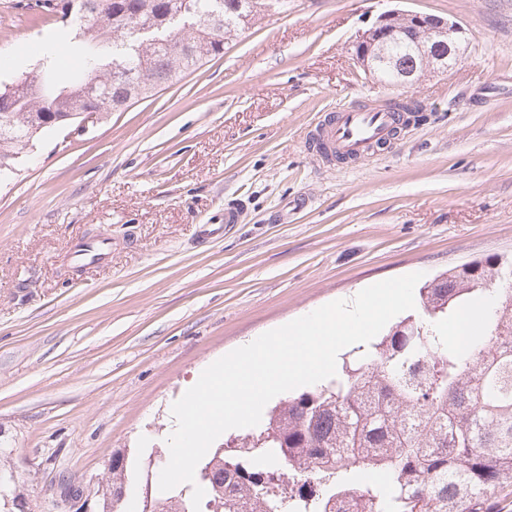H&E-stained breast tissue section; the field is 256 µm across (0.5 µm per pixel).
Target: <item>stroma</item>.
Masks as SVG:
<instances>
[{
    "label": "stroma",
    "mask_w": 512,
    "mask_h": 512,
    "mask_svg": "<svg viewBox=\"0 0 512 512\" xmlns=\"http://www.w3.org/2000/svg\"><path fill=\"white\" fill-rule=\"evenodd\" d=\"M392 9L462 26L466 63L405 87L366 75L349 48ZM61 28L0 0V82ZM393 99L424 119L388 148L339 163L312 147L324 119ZM100 236L106 258L76 265ZM511 256L512 0H288L0 181V441L32 512H68L63 481L167 449L172 402L245 340L383 280ZM110 242L106 237L86 240L75 245L73 256L78 260H90L101 258L109 249Z\"/></svg>",
    "instance_id": "35a3bbf8"
}]
</instances>
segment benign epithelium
Returning a JSON list of instances; mask_svg holds the SVG:
<instances>
[{"label": "benign epithelium", "mask_w": 512, "mask_h": 512, "mask_svg": "<svg viewBox=\"0 0 512 512\" xmlns=\"http://www.w3.org/2000/svg\"><path fill=\"white\" fill-rule=\"evenodd\" d=\"M407 37L411 42L412 61L402 66L393 63L391 45ZM464 29L445 18L411 11L389 10L359 34L353 42L352 56L371 76H378L389 63L397 82L407 85L427 71L447 73L466 59ZM6 512H29L28 498L22 491L4 496ZM73 512H97L91 494H79L70 501Z\"/></svg>", "instance_id": "benign-epithelium-1"}]
</instances>
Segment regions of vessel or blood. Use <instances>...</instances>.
Returning a JSON list of instances; mask_svg holds the SVG:
<instances>
[{
  "label": "vessel or blood",
  "instance_id": "1",
  "mask_svg": "<svg viewBox=\"0 0 512 512\" xmlns=\"http://www.w3.org/2000/svg\"><path fill=\"white\" fill-rule=\"evenodd\" d=\"M398 119L391 107H360L341 112L335 123L320 134V143L329 153L364 158L375 152L379 142L389 139ZM108 238L100 237L75 245L73 255L80 260L101 258L108 250Z\"/></svg>",
  "mask_w": 512,
  "mask_h": 512
}]
</instances>
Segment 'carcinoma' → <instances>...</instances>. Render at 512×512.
Returning a JSON list of instances; mask_svg holds the SVG:
<instances>
[{"label": "carcinoma", "mask_w": 512, "mask_h": 512, "mask_svg": "<svg viewBox=\"0 0 512 512\" xmlns=\"http://www.w3.org/2000/svg\"><path fill=\"white\" fill-rule=\"evenodd\" d=\"M184 0H36L74 36L42 48L36 70L0 90V177L20 150L66 117L127 109L224 54V40L288 0H189L195 26L164 41L136 24ZM87 14L78 27L70 17ZM79 60L56 77L61 47ZM486 291L497 305L478 337L448 336L451 316ZM421 315L343 358L334 378L288 395L211 447L197 465L200 512H496L512 496V261L455 267L418 288ZM101 480L102 512H125L127 491L151 485L152 512H193V486L162 492L149 474L166 463L127 450ZM20 487L0 448V493Z\"/></svg>", "instance_id": "obj_1"}]
</instances>
